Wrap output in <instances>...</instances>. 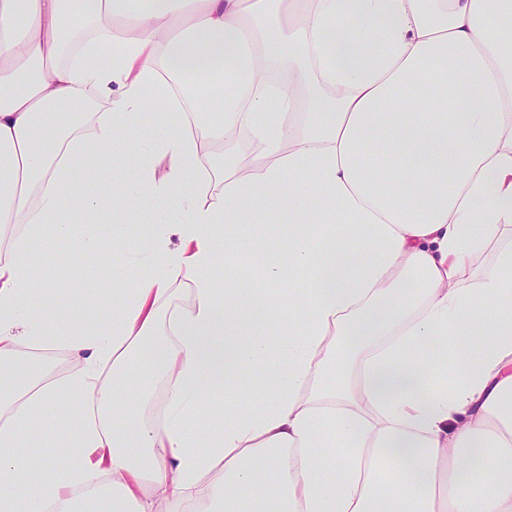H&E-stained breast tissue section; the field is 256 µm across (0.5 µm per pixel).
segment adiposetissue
<instances>
[{"label": "adipose tissue", "instance_id": "1", "mask_svg": "<svg viewBox=\"0 0 512 512\" xmlns=\"http://www.w3.org/2000/svg\"><path fill=\"white\" fill-rule=\"evenodd\" d=\"M511 14L512 0H0V361L70 359L63 378L19 373L0 393V512H512ZM154 105L183 129L141 130ZM133 134L150 144L134 158ZM217 139L224 192L199 204L185 176ZM87 154L112 169L109 194L73 191ZM128 195L158 218L151 261L90 322L29 259L50 226L80 237L94 276L111 254L95 217ZM270 213L288 219L283 263ZM226 256L261 261L277 316L254 283L217 282ZM187 273L192 304L168 307ZM146 353L153 415L126 383ZM222 391L228 407L199 420ZM66 393L84 411L72 432ZM32 434L52 450L39 468Z\"/></svg>", "mask_w": 512, "mask_h": 512}]
</instances>
